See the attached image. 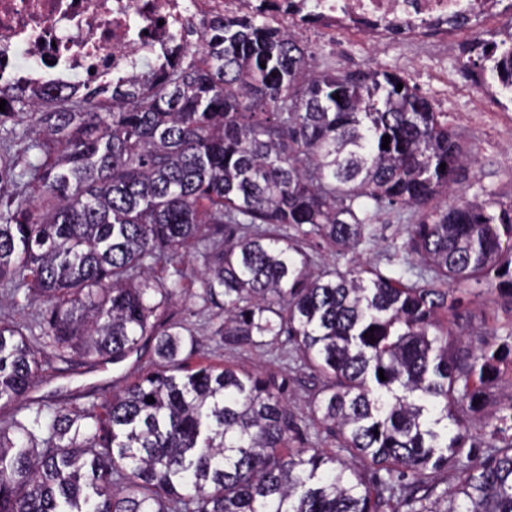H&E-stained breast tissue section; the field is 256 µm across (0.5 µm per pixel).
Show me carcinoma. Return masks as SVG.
Here are the masks:
<instances>
[{
    "instance_id": "1",
    "label": "carcinoma",
    "mask_w": 512,
    "mask_h": 512,
    "mask_svg": "<svg viewBox=\"0 0 512 512\" xmlns=\"http://www.w3.org/2000/svg\"><path fill=\"white\" fill-rule=\"evenodd\" d=\"M266 2L100 101L15 96L21 131L0 112V294L43 307L36 336L0 314V512H512V404L485 399L512 344L458 339L468 287L512 266V200L440 204L473 148L394 72L314 71ZM498 35L463 50V68L508 90L512 21ZM17 139L20 160L4 153ZM384 203L418 214L395 278L356 261ZM310 235L349 265H319ZM199 243V298L223 306L213 335L286 336L321 380L312 421L374 486L289 447L273 379L188 366L199 339L162 311L188 294ZM146 352L152 368L112 392L31 396L47 358L89 372ZM448 464L457 483L438 492L430 473Z\"/></svg>"
}]
</instances>
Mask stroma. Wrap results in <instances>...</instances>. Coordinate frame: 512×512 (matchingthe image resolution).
<instances>
[{
  "mask_svg": "<svg viewBox=\"0 0 512 512\" xmlns=\"http://www.w3.org/2000/svg\"><path fill=\"white\" fill-rule=\"evenodd\" d=\"M504 21L501 15L487 18L479 31L428 36L420 44L384 34L373 45L361 36L333 35L314 23L301 25L300 32L316 70L344 72L375 68L399 72L471 144L478 163L460 183L461 195L471 199L491 192L507 198L512 196V105L498 103L461 72L463 47L474 36L490 38L503 27ZM415 221L409 211L384 208L376 223L375 241L365 245L360 253L361 263L382 275H392V248L406 240L409 226ZM174 309L178 319L203 340L206 362L244 368L263 377L272 375L282 383L284 397L295 418L293 447L338 452L337 437L316 429L310 419L309 405L320 381L291 353L287 340L261 349L222 347L211 335V314L202 310L200 300L177 301ZM467 310L464 331L472 337L493 331L502 338L512 332V302L501 297L494 285L478 286ZM130 367L127 361L89 373L78 367L70 375L61 376L49 363L37 393L53 399L62 390L92 385L107 389Z\"/></svg>",
  "mask_w": 512,
  "mask_h": 512,
  "instance_id": "1",
  "label": "stroma"
}]
</instances>
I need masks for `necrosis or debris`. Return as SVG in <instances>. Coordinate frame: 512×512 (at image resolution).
<instances>
[{"label":"necrosis or debris","mask_w":512,"mask_h":512,"mask_svg":"<svg viewBox=\"0 0 512 512\" xmlns=\"http://www.w3.org/2000/svg\"><path fill=\"white\" fill-rule=\"evenodd\" d=\"M255 0H0V90L42 98L92 93L113 77L163 68L201 44L209 19ZM346 35L404 36L498 13L497 0H314Z\"/></svg>","instance_id":"1"}]
</instances>
